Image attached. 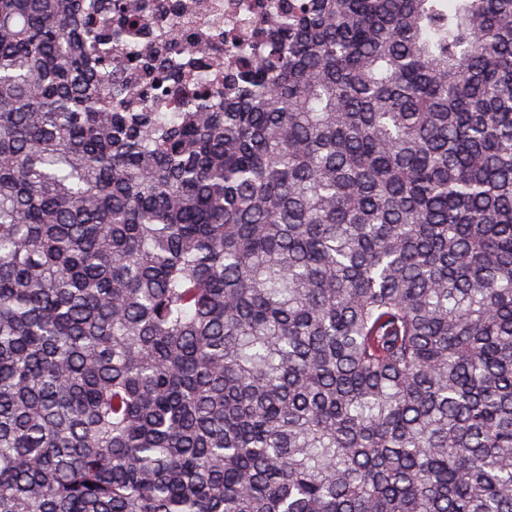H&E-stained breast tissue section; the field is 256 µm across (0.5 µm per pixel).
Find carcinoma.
<instances>
[{
    "label": "carcinoma",
    "instance_id": "cac0c4a2",
    "mask_svg": "<svg viewBox=\"0 0 512 512\" xmlns=\"http://www.w3.org/2000/svg\"><path fill=\"white\" fill-rule=\"evenodd\" d=\"M144 9L0 0V512H512V0ZM165 6L166 18L169 24H174L185 32L188 37H194L196 30L214 23L246 22L251 17L247 5L253 0H209L210 10L206 15H187L178 4L180 0H150Z\"/></svg>",
    "mask_w": 512,
    "mask_h": 512
}]
</instances>
